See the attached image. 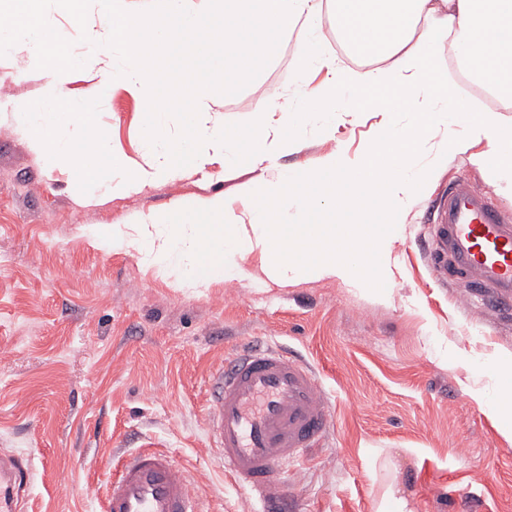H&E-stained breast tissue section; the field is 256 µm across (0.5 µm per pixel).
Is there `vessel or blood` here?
I'll return each mask as SVG.
<instances>
[{
  "label": "vessel or blood",
  "instance_id": "obj_1",
  "mask_svg": "<svg viewBox=\"0 0 512 512\" xmlns=\"http://www.w3.org/2000/svg\"><path fill=\"white\" fill-rule=\"evenodd\" d=\"M430 256L439 278L456 272L490 310L512 311V219L472 183L449 186L436 209ZM332 405L317 373L296 356L256 343L227 356L209 384L207 435L225 469L285 512L289 467L320 445ZM33 476L29 457L0 453V512H17ZM104 512H201L167 452L138 450L110 480Z\"/></svg>",
  "mask_w": 512,
  "mask_h": 512
}]
</instances>
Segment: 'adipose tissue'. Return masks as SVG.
<instances>
[{
  "instance_id": "1",
  "label": "adipose tissue",
  "mask_w": 512,
  "mask_h": 512,
  "mask_svg": "<svg viewBox=\"0 0 512 512\" xmlns=\"http://www.w3.org/2000/svg\"><path fill=\"white\" fill-rule=\"evenodd\" d=\"M12 11L13 22L0 37V54L24 45L44 66L49 81L47 94L56 103L53 112H25L21 119L35 136L36 148L81 168L89 181H97L96 159L107 149L96 130L97 103L112 92L115 81L139 95L154 110L150 143L160 146L162 162L126 172L121 159L112 161L107 186L115 196L135 185H151L178 178L211 159L225 165L248 164L260 168L273 156L294 150L293 137L284 135L283 119L274 108L279 92L264 91L258 111L257 141L249 152L238 148V137L209 125L201 101L211 85L213 62L199 50L224 41L235 66L226 70L225 91H233L236 72L257 74L260 53L268 41L294 35L301 72L326 71L323 83L307 98L313 117L324 134H332L343 117L362 111L365 99L377 91H394L416 98L417 110L407 123L398 113L382 106L381 133L356 155L331 152L321 161L329 172L326 181L315 173L266 171L264 192L254 197L243 191L238 199L215 197L191 220L190 232H172L160 216L145 217L131 233L108 224L85 229L99 246L117 249L137 245L145 264L187 274L194 288L209 287L214 277L239 279L246 263L259 256L267 277L285 286L307 264L318 276L352 285L385 288L389 279L379 272L400 234V214L415 189L437 175L438 160L463 151L467 141L483 144L473 162L501 181L512 182V125L502 124L496 111H475L472 103L444 88L445 77L434 49L448 47L472 80L486 86L504 101L512 100V0H153L147 21L136 20L125 0H99L112 22V41L102 44L93 25L73 24L59 30L34 23L55 0H20ZM231 17L229 25L212 21L215 8ZM334 26L349 46L377 58L375 67L350 72L335 67L324 53L327 26ZM90 45L103 74L93 96L76 101L67 95L65 83L71 69L81 66L70 48ZM121 48L124 68L112 65L113 48ZM177 54L191 76L187 89L158 95L157 79L169 54ZM190 110L191 128L185 141L163 143L157 129L163 114L172 109ZM86 136L88 148L79 150L66 128ZM439 136L435 162L423 165L416 146L425 136ZM317 182L322 198L338 210L356 216L378 210L380 224H285L283 214L302 205L310 182ZM222 215L219 224L210 215Z\"/></svg>"
}]
</instances>
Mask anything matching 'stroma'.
I'll return each mask as SVG.
<instances>
[{
  "label": "stroma",
  "instance_id": "35a3bbf8",
  "mask_svg": "<svg viewBox=\"0 0 512 512\" xmlns=\"http://www.w3.org/2000/svg\"><path fill=\"white\" fill-rule=\"evenodd\" d=\"M228 48L215 60L204 102L215 125L250 151L259 86L280 91L278 109L306 112L293 38L272 41L259 78L224 90ZM16 87L0 106V451L28 455L35 473L24 512H103L118 459L138 448L173 452L202 512H257V497L225 471L206 433L208 386L225 355L260 338L318 372L333 398L323 448L288 471L295 512H378L396 481L409 512H512V439L487 406L512 384V317L479 303L464 281L438 280L425 257L433 201L460 180L486 188L512 216V186L471 161L480 145L448 157L401 216L388 288L304 278L283 288L214 280L189 288L146 265L134 248L106 250L84 229L117 228L158 214L178 224L212 196L260 189V171L205 164L170 182L98 204L101 188L79 168L30 146L17 115L51 108L47 75L23 46L0 54V80ZM108 153L128 168L154 158L140 97L115 83L97 109ZM381 117H345L332 136L318 123L288 127L297 146L277 169L317 170L331 150L355 154ZM387 461L374 459V449Z\"/></svg>",
  "mask_w": 512,
  "mask_h": 512
}]
</instances>
